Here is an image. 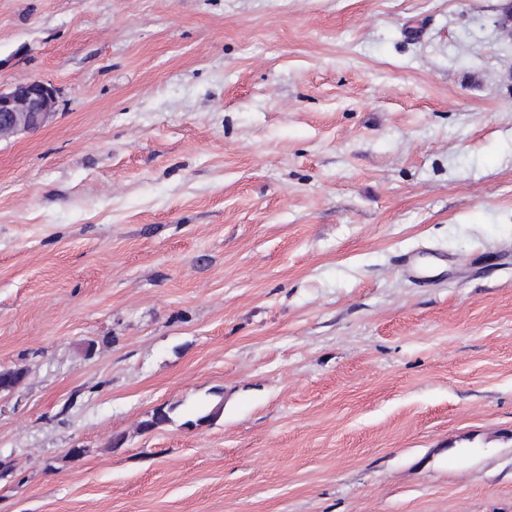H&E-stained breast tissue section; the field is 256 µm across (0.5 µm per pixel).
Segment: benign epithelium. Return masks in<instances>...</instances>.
Instances as JSON below:
<instances>
[{"label":"benign epithelium","mask_w":512,"mask_h":512,"mask_svg":"<svg viewBox=\"0 0 512 512\" xmlns=\"http://www.w3.org/2000/svg\"><path fill=\"white\" fill-rule=\"evenodd\" d=\"M57 94L55 86L42 80L0 86V138L45 126L55 113Z\"/></svg>","instance_id":"obj_1"}]
</instances>
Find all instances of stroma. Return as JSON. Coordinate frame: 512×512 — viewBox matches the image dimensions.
I'll list each match as a JSON object with an SVG mask.
<instances>
[{
  "instance_id": "stroma-1",
  "label": "stroma",
  "mask_w": 512,
  "mask_h": 512,
  "mask_svg": "<svg viewBox=\"0 0 512 512\" xmlns=\"http://www.w3.org/2000/svg\"><path fill=\"white\" fill-rule=\"evenodd\" d=\"M511 3L0 0V512H512ZM57 94L55 86L42 80L8 88L0 85V138L45 126L55 113Z\"/></svg>"
}]
</instances>
